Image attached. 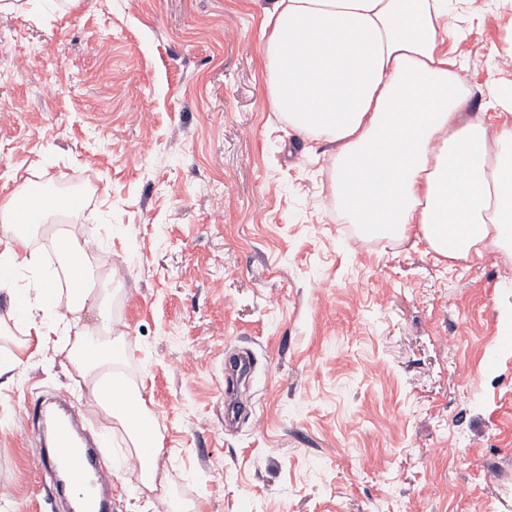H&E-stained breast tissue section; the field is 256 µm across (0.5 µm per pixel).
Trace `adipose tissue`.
Listing matches in <instances>:
<instances>
[{
  "label": "adipose tissue",
  "mask_w": 512,
  "mask_h": 512,
  "mask_svg": "<svg viewBox=\"0 0 512 512\" xmlns=\"http://www.w3.org/2000/svg\"><path fill=\"white\" fill-rule=\"evenodd\" d=\"M446 13L447 0H273L261 45L272 105L293 131L336 146L332 186L348 223L397 240L418 232L451 260L489 246L512 253V125L495 129L467 112V92L436 53ZM57 212L43 199L0 203V288L18 270L39 274L17 324L39 342L63 343L103 413V435H127L129 456L114 473L138 459V491H165L162 437L112 347V317L101 312L93 328L79 318L96 303L83 247L56 232L62 262L51 272L30 246L29 228ZM62 280L65 299L50 304Z\"/></svg>",
  "instance_id": "1"
}]
</instances>
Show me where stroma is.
<instances>
[{"label": "stroma", "mask_w": 512, "mask_h": 512, "mask_svg": "<svg viewBox=\"0 0 512 512\" xmlns=\"http://www.w3.org/2000/svg\"><path fill=\"white\" fill-rule=\"evenodd\" d=\"M272 0H54L0 12V201L90 183L94 285L162 434L167 496L114 478L111 512H512V261L446 260L346 223L329 145L273 111ZM512 0H450L440 45L500 124ZM146 152L129 159L130 143ZM0 377V512H58L29 408L79 376L28 344ZM255 360L224 420V359Z\"/></svg>", "instance_id": "35a3bbf8"}]
</instances>
